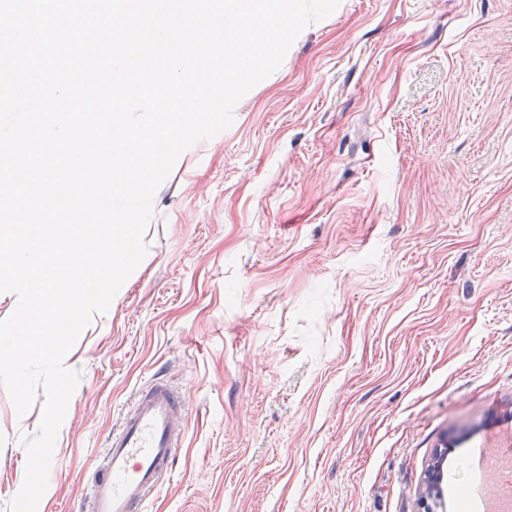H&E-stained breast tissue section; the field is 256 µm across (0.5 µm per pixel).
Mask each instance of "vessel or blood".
I'll list each match as a JSON object with an SVG mask.
<instances>
[{
	"instance_id": "1",
	"label": "vessel or blood",
	"mask_w": 512,
	"mask_h": 512,
	"mask_svg": "<svg viewBox=\"0 0 512 512\" xmlns=\"http://www.w3.org/2000/svg\"><path fill=\"white\" fill-rule=\"evenodd\" d=\"M188 427L186 402L170 379L153 375L138 388L101 450L86 512H145L170 481Z\"/></svg>"
}]
</instances>
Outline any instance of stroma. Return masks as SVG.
Returning <instances> with one entry per match:
<instances>
[{
  "label": "stroma",
  "mask_w": 512,
  "mask_h": 512,
  "mask_svg": "<svg viewBox=\"0 0 512 512\" xmlns=\"http://www.w3.org/2000/svg\"><path fill=\"white\" fill-rule=\"evenodd\" d=\"M148 252L65 363L81 381L38 512H81L156 373L188 434L150 512H481L512 423V0H341L234 121L183 151ZM0 387V512L25 476ZM444 450L440 451L435 463L432 465L426 484L425 494L421 499V512H443V489L441 486L443 465L447 460V446L443 445ZM441 508L442 510H438Z\"/></svg>",
  "instance_id": "35a3bbf8"
}]
</instances>
